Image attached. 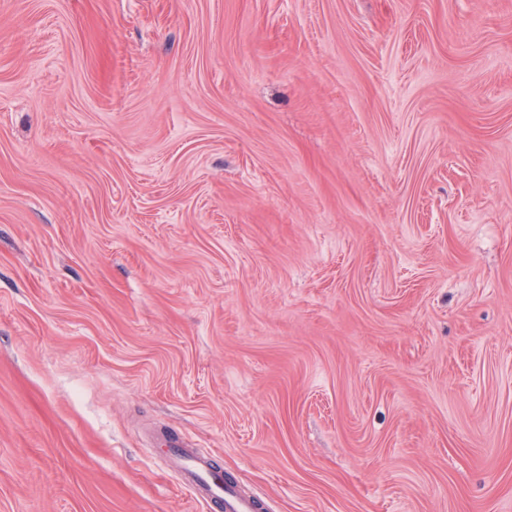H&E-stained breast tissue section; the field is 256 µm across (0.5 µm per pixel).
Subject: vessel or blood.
Segmentation results:
<instances>
[{
    "label": "vessel or blood",
    "instance_id": "obj_1",
    "mask_svg": "<svg viewBox=\"0 0 512 512\" xmlns=\"http://www.w3.org/2000/svg\"><path fill=\"white\" fill-rule=\"evenodd\" d=\"M164 460L196 501L221 512H263L264 502L242 493L232 479L214 468L207 454L171 438L165 442Z\"/></svg>",
    "mask_w": 512,
    "mask_h": 512
}]
</instances>
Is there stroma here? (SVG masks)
Instances as JSON below:
<instances>
[{
  "label": "stroma",
  "instance_id": "stroma-1",
  "mask_svg": "<svg viewBox=\"0 0 512 512\" xmlns=\"http://www.w3.org/2000/svg\"><path fill=\"white\" fill-rule=\"evenodd\" d=\"M512 512V0H0V512ZM165 446V462L196 501L214 505L224 512L266 510L260 498L242 493L232 479L217 471L207 454L171 437L165 441Z\"/></svg>",
  "mask_w": 512,
  "mask_h": 512
}]
</instances>
